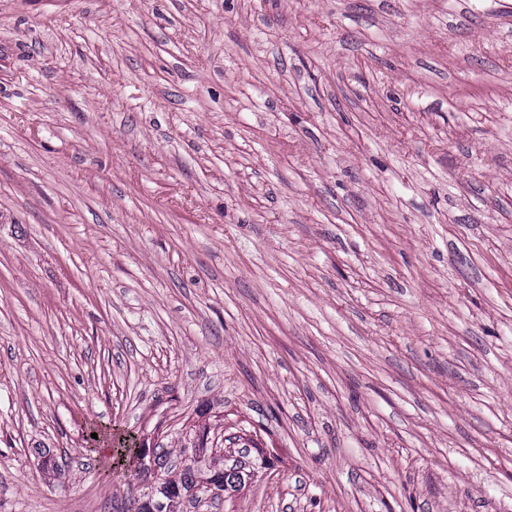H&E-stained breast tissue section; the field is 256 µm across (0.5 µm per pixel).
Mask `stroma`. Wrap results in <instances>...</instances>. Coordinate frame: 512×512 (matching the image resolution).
<instances>
[{"mask_svg":"<svg viewBox=\"0 0 512 512\" xmlns=\"http://www.w3.org/2000/svg\"><path fill=\"white\" fill-rule=\"evenodd\" d=\"M512 0H0V512H512ZM55 463L45 472L44 460ZM109 448L106 443L99 448L101 454H112L114 467L131 466L135 458L137 438L130 432H119L112 434ZM245 457L241 453L238 458L227 461L224 458L223 467L220 466V460L217 461L214 458L209 461L207 459L200 465L202 460L194 459L193 465H188L180 472L170 468L165 471L164 467V471L156 480L157 484L154 485L158 495L152 500L147 497L140 504L137 512H183L186 499L190 500L191 497V500H195L193 490L198 486L209 487L210 492L215 493V497H220V492L238 491L244 485L245 477L249 478L252 473L250 462L246 461ZM159 488H161L160 491ZM157 498L164 502L163 510H153L157 509L154 504Z\"/></svg>","mask_w":512,"mask_h":512,"instance_id":"obj_1","label":"stroma"}]
</instances>
